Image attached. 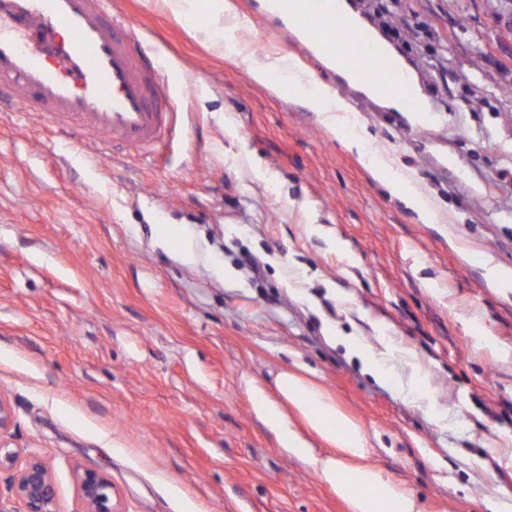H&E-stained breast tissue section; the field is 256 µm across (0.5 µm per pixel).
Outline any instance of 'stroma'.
I'll list each match as a JSON object with an SVG mask.
<instances>
[{
    "mask_svg": "<svg viewBox=\"0 0 512 512\" xmlns=\"http://www.w3.org/2000/svg\"><path fill=\"white\" fill-rule=\"evenodd\" d=\"M234 2L259 58L336 90L457 223H416L315 113L206 41V14L112 0L176 79L175 136L103 156L0 107V439L46 464L61 512H80L83 469L120 512H350L252 410L250 383L301 364L424 512L512 505V289L451 245L512 269V20L500 0H350L415 69L431 110L414 120ZM161 224L193 236L195 265ZM332 329L414 350L395 373L426 375L433 407L376 382Z\"/></svg>",
    "mask_w": 512,
    "mask_h": 512,
    "instance_id": "35a3bbf8",
    "label": "stroma"
}]
</instances>
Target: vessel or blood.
<instances>
[{"label":"vessel or blood","mask_w":512,"mask_h":512,"mask_svg":"<svg viewBox=\"0 0 512 512\" xmlns=\"http://www.w3.org/2000/svg\"><path fill=\"white\" fill-rule=\"evenodd\" d=\"M296 25L322 34L337 0H296ZM111 0H0V101L29 96L28 111L40 113L72 134L95 135L139 152L157 150L173 135L165 108L169 83L133 45L132 25L114 14ZM68 37L55 58L30 44V35ZM342 43L354 75L372 81L379 94L402 95L405 108L421 104L405 95L398 61L368 34L353 29Z\"/></svg>","instance_id":"obj_1"}]
</instances>
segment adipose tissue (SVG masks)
<instances>
[{
  "label": "adipose tissue",
  "instance_id": "obj_1",
  "mask_svg": "<svg viewBox=\"0 0 512 512\" xmlns=\"http://www.w3.org/2000/svg\"><path fill=\"white\" fill-rule=\"evenodd\" d=\"M171 14L186 23L201 10H208L212 23L207 37L213 45L224 43L225 34L243 29L232 0H164ZM287 71L286 85H273L269 76ZM252 79L270 85L274 94L288 93L315 113L318 122L334 133L351 152L357 154L372 177L391 196L411 210L420 224H443L447 218L421 184L406 171L395 167L380 153L365 122L330 87L312 84L305 68L282 60L261 62L251 69ZM257 417L276 435L280 448L289 456L310 464L320 479L351 512H422L416 497L385 477L367 462L368 434L363 426L343 413L332 395L304 368L281 371L273 388L256 384L251 388ZM323 440L327 451L312 448L308 435Z\"/></svg>",
  "mask_w": 512,
  "mask_h": 512
}]
</instances>
